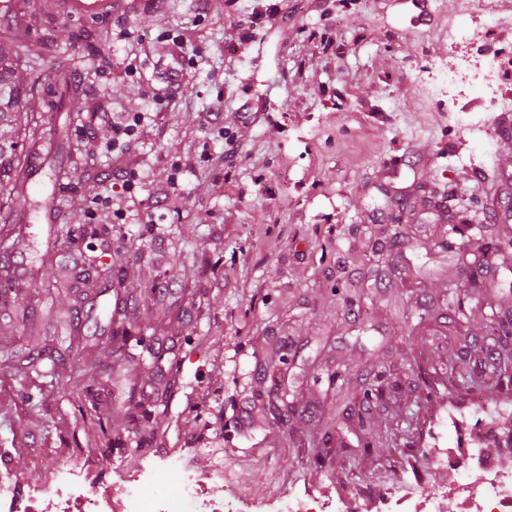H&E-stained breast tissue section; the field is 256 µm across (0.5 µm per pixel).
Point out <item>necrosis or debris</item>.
<instances>
[{
	"label": "necrosis or debris",
	"instance_id": "4bbe7bcc",
	"mask_svg": "<svg viewBox=\"0 0 512 512\" xmlns=\"http://www.w3.org/2000/svg\"><path fill=\"white\" fill-rule=\"evenodd\" d=\"M448 56L449 64L435 76L442 91L453 98L478 88L483 111H497L502 101L498 56L488 54L475 61L469 34L461 27L448 30ZM511 419V409L495 401H481L476 421L484 445L457 448L444 457L458 473V481L448 489L417 498L407 493L387 498L380 512H512V471L502 469L486 446ZM204 481L189 469L180 470L171 481L165 469L149 466L124 478L115 495L89 489L80 474L65 468L54 486L22 493L9 473L0 471V512H44L48 501L57 512H243V498L234 494L225 499L209 497Z\"/></svg>",
	"mask_w": 512,
	"mask_h": 512
}]
</instances>
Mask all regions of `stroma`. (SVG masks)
I'll return each mask as SVG.
<instances>
[{
  "label": "stroma",
  "mask_w": 512,
  "mask_h": 512,
  "mask_svg": "<svg viewBox=\"0 0 512 512\" xmlns=\"http://www.w3.org/2000/svg\"><path fill=\"white\" fill-rule=\"evenodd\" d=\"M10 2L31 25L21 79L40 76L51 97L63 64L79 93L25 146L17 174L38 184L25 239L0 248V266L19 306L38 319L49 306L70 312L101 352L88 368L57 324L55 367L0 366V462L18 487L52 486L70 464L92 489L172 459L203 475L211 448L224 457L212 494L241 490L258 512L289 494L378 512L407 486L453 483L435 454L477 431L439 420L473 416L472 379L512 401V220L492 213L512 198V137L497 133L512 126V66L504 109L467 124L460 101L428 85L448 60L449 25L478 52L512 57V0H481L471 15L459 0H118L104 19ZM185 27L198 34L190 60L167 53ZM121 28L129 41L112 39ZM132 42L152 50L129 74ZM173 82L183 94L171 99ZM104 102L118 117L146 115L135 152L146 187L107 189L126 221L76 268L55 227L86 224L82 180L113 167L111 149L92 158L81 147L89 130L110 141L92 119ZM216 102L221 117L207 121ZM228 127L236 148L218 166ZM173 173L170 206L153 208L150 191ZM117 253L113 289L103 266ZM468 273L483 285L457 298ZM118 305L177 358L176 382L144 369L145 348L110 353ZM80 373L116 405L132 386L144 402L165 399L153 444L106 447L97 416L78 411Z\"/></svg>",
  "instance_id": "obj_1"
}]
</instances>
